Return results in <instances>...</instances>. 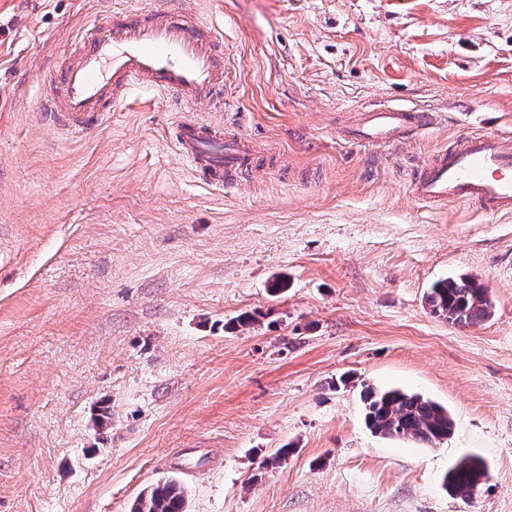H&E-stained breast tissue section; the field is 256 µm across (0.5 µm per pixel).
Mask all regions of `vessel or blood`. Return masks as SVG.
<instances>
[{
	"label": "vessel or blood",
	"instance_id": "vessel-or-blood-1",
	"mask_svg": "<svg viewBox=\"0 0 512 512\" xmlns=\"http://www.w3.org/2000/svg\"><path fill=\"white\" fill-rule=\"evenodd\" d=\"M48 79L56 89L42 103L49 119L63 130L88 132L139 89L165 94L181 107L220 104L224 48L217 34H200L196 16L178 19L170 9L149 6L133 19L120 14L104 19L85 35L79 53ZM432 122L430 114L411 108L375 106L360 111L343 135L392 143ZM175 138L180 155L207 185H239L260 169L254 146L208 119L181 120ZM410 190L430 204L457 200L493 214H511L512 138L459 136L417 171Z\"/></svg>",
	"mask_w": 512,
	"mask_h": 512
}]
</instances>
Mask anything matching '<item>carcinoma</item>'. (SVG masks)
I'll list each match as a JSON object with an SVG mask.
<instances>
[{
	"label": "carcinoma",
	"mask_w": 512,
	"mask_h": 512,
	"mask_svg": "<svg viewBox=\"0 0 512 512\" xmlns=\"http://www.w3.org/2000/svg\"><path fill=\"white\" fill-rule=\"evenodd\" d=\"M426 300L432 314L457 327L482 323L494 310L487 288L469 277L436 281ZM361 400L366 426L383 438L407 439L436 447L454 429L447 407L416 393L368 387L362 391ZM487 479L486 463L477 456H468L448 471L444 486L450 495L469 500ZM185 507V490L177 480L168 478L157 481L140 495L131 512H185Z\"/></svg>",
	"instance_id": "cac0c4a2"
}]
</instances>
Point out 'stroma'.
<instances>
[{"instance_id":"stroma-1","label":"stroma","mask_w":512,"mask_h":512,"mask_svg":"<svg viewBox=\"0 0 512 512\" xmlns=\"http://www.w3.org/2000/svg\"><path fill=\"white\" fill-rule=\"evenodd\" d=\"M138 2L0 0V512H130L170 473L187 512H512V214L409 191L461 134L512 137V0H184L224 36V105L197 116L261 152L224 188L166 95L93 132L42 116V72ZM372 104L434 124L344 140ZM459 274L490 320L431 313ZM367 385L441 403L453 434H372ZM467 455L489 477L463 500L442 480Z\"/></svg>"}]
</instances>
